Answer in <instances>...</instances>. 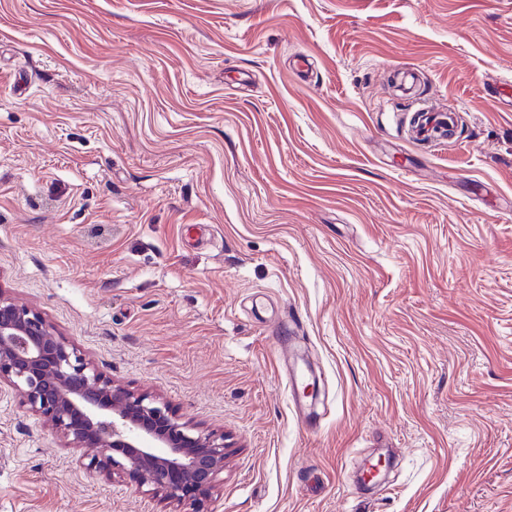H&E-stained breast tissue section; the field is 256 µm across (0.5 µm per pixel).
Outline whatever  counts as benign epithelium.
Returning a JSON list of instances; mask_svg holds the SVG:
<instances>
[{"mask_svg": "<svg viewBox=\"0 0 512 512\" xmlns=\"http://www.w3.org/2000/svg\"><path fill=\"white\" fill-rule=\"evenodd\" d=\"M20 389L68 448H95L89 470L128 477L163 501L205 504L224 471V436L180 421L159 397L100 372L32 307L0 291V382Z\"/></svg>", "mask_w": 512, "mask_h": 512, "instance_id": "benign-epithelium-1", "label": "benign epithelium"}]
</instances>
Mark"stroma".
I'll return each mask as SVG.
<instances>
[{"mask_svg":"<svg viewBox=\"0 0 512 512\" xmlns=\"http://www.w3.org/2000/svg\"><path fill=\"white\" fill-rule=\"evenodd\" d=\"M0 290L223 436L209 512H512V0H0ZM91 454L0 384V512H190Z\"/></svg>","mask_w":512,"mask_h":512,"instance_id":"1","label":"stroma"}]
</instances>
